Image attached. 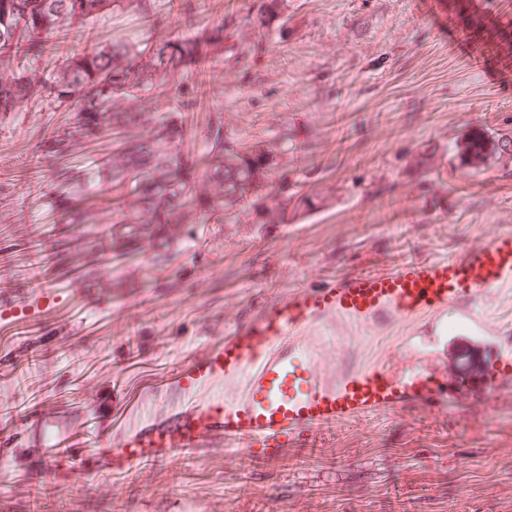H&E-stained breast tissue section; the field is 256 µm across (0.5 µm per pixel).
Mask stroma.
<instances>
[{
	"mask_svg": "<svg viewBox=\"0 0 512 512\" xmlns=\"http://www.w3.org/2000/svg\"><path fill=\"white\" fill-rule=\"evenodd\" d=\"M149 0L150 18L124 4L73 24L40 62L56 72L66 53L120 40L141 49L192 38L218 23L233 29L224 51L143 92L153 112L191 107L183 151L203 158L207 118L247 143L278 141L285 195L309 205L282 224L255 213L234 224H193L167 263L146 250L117 262L65 252L54 201L61 188L95 195L90 238L117 219L98 175L111 139L80 143L67 176L46 149L71 113L29 103L0 116V306H23L39 287L58 289L61 312L0 332V512H512V392L475 381L484 346L440 324L447 354H410L403 339L426 319L370 328L329 322L312 333L326 379L370 361L466 376L442 407L417 405L305 433L273 455L218 445L128 474L67 475L34 457L39 431H93V448L118 447L126 430L175 409L161 378L223 340L244 318L304 287L359 272L384 274L405 260L444 259L512 231V149L469 166L471 135L512 142V0ZM262 53H253L254 42ZM52 255L43 283L35 249ZM475 308L512 336V288L481 294ZM39 370L29 374V356Z\"/></svg>",
	"mask_w": 512,
	"mask_h": 512,
	"instance_id": "stroma-1",
	"label": "stroma"
}]
</instances>
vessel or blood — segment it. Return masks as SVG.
Here are the masks:
<instances>
[{
  "label": "vessel or blood",
  "mask_w": 512,
  "mask_h": 512,
  "mask_svg": "<svg viewBox=\"0 0 512 512\" xmlns=\"http://www.w3.org/2000/svg\"><path fill=\"white\" fill-rule=\"evenodd\" d=\"M510 286L512 232L504 231L455 257L408 261L388 274H356L291 293L179 364L166 386L183 397V405L129 430L120 446L98 449L94 467L128 474L143 462L175 460L219 439L264 455L320 425L442 403L447 380L421 367L399 376L373 364L325 381L307 332L330 318L370 326L387 317L429 316V330L407 337L406 347L432 353L448 343L436 316L456 308L464 330L487 338L474 305L482 292ZM492 349L483 379L488 391L512 386V345L496 343ZM219 381L242 384V394L209 395ZM82 448L76 435L55 433L38 455L52 470L82 460Z\"/></svg>",
  "instance_id": "1"
}]
</instances>
